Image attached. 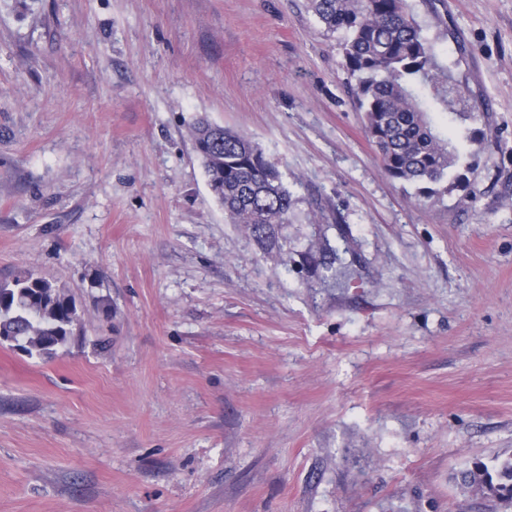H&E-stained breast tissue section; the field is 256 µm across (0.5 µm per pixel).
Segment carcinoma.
Here are the masks:
<instances>
[{
  "instance_id": "1",
  "label": "carcinoma",
  "mask_w": 512,
  "mask_h": 512,
  "mask_svg": "<svg viewBox=\"0 0 512 512\" xmlns=\"http://www.w3.org/2000/svg\"><path fill=\"white\" fill-rule=\"evenodd\" d=\"M309 9L337 35L348 85L364 112L365 131L386 175L416 186L425 201L461 186L455 174L461 153L453 133L443 136L419 105L409 82L438 79L434 55L407 0H308ZM192 144L209 187L233 224L260 247L275 228L290 223L294 200L279 170L244 134L201 118ZM324 278L336 279V249L323 254ZM81 317L75 299L55 281L29 270L0 282V344L49 360L67 349ZM462 484L487 498L512 503V457L493 467L458 473Z\"/></svg>"
}]
</instances>
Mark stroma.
<instances>
[{"mask_svg":"<svg viewBox=\"0 0 512 512\" xmlns=\"http://www.w3.org/2000/svg\"><path fill=\"white\" fill-rule=\"evenodd\" d=\"M465 188L382 170L307 0H0V280L85 333L0 345V512H491L512 456V0H411ZM245 133L294 199L263 252L189 136ZM335 247L346 286L321 278ZM80 323L75 299L55 281L23 270L0 282V344L53 359L67 349ZM487 498L512 503V457L504 459L491 469L485 464L461 470L457 478Z\"/></svg>","mask_w":512,"mask_h":512,"instance_id":"stroma-1","label":"stroma"}]
</instances>
